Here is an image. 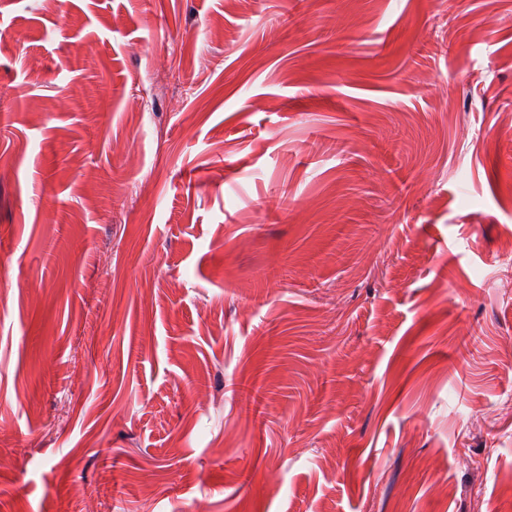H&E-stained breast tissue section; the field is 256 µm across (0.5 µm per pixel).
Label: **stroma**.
Segmentation results:
<instances>
[{
  "mask_svg": "<svg viewBox=\"0 0 512 512\" xmlns=\"http://www.w3.org/2000/svg\"><path fill=\"white\" fill-rule=\"evenodd\" d=\"M511 114L512 0H0V512H512Z\"/></svg>",
  "mask_w": 512,
  "mask_h": 512,
  "instance_id": "stroma-1",
  "label": "stroma"
}]
</instances>
